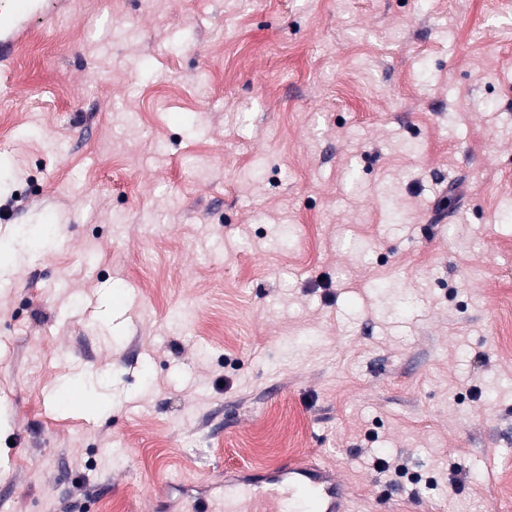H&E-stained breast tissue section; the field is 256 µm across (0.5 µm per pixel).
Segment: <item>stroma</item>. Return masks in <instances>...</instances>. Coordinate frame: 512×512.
I'll return each mask as SVG.
<instances>
[{
  "label": "stroma",
  "instance_id": "obj_1",
  "mask_svg": "<svg viewBox=\"0 0 512 512\" xmlns=\"http://www.w3.org/2000/svg\"><path fill=\"white\" fill-rule=\"evenodd\" d=\"M18 30L0 512H148L162 471L193 512L286 458L358 512H512V0H31Z\"/></svg>",
  "mask_w": 512,
  "mask_h": 512
}]
</instances>
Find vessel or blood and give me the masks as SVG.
<instances>
[{"mask_svg": "<svg viewBox=\"0 0 512 512\" xmlns=\"http://www.w3.org/2000/svg\"><path fill=\"white\" fill-rule=\"evenodd\" d=\"M29 0L0 7V31L12 32L27 13ZM288 512H353V489L335 471L292 460L254 471L234 467L224 472V512H274L279 501Z\"/></svg>", "mask_w": 512, "mask_h": 512, "instance_id": "b4317fda", "label": "vessel or blood"}]
</instances>
